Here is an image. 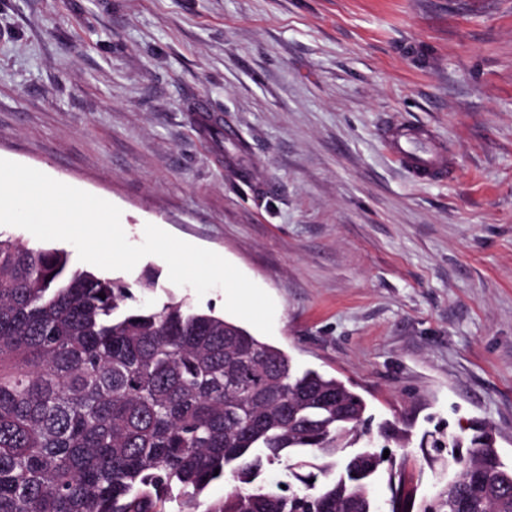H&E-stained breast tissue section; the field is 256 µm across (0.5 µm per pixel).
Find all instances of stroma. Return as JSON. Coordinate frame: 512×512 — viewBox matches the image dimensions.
Masks as SVG:
<instances>
[{
  "label": "stroma",
  "mask_w": 512,
  "mask_h": 512,
  "mask_svg": "<svg viewBox=\"0 0 512 512\" xmlns=\"http://www.w3.org/2000/svg\"><path fill=\"white\" fill-rule=\"evenodd\" d=\"M445 143L422 183L379 136ZM0 158L224 256L268 341L422 436L489 423L512 463V0H0ZM129 308L224 292L117 270Z\"/></svg>",
  "instance_id": "obj_1"
}]
</instances>
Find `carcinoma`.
<instances>
[{"instance_id": "1", "label": "carcinoma", "mask_w": 512, "mask_h": 512, "mask_svg": "<svg viewBox=\"0 0 512 512\" xmlns=\"http://www.w3.org/2000/svg\"><path fill=\"white\" fill-rule=\"evenodd\" d=\"M128 296L61 250L0 238V512H380L382 470L389 512H512V464L485 424L448 436L435 502L416 501L409 434L391 422L379 433L399 452L354 454L314 490L307 456L327 472L369 439L365 398L222 317L124 309ZM276 463L304 488L257 482ZM220 479L232 490L201 500Z\"/></svg>"}]
</instances>
